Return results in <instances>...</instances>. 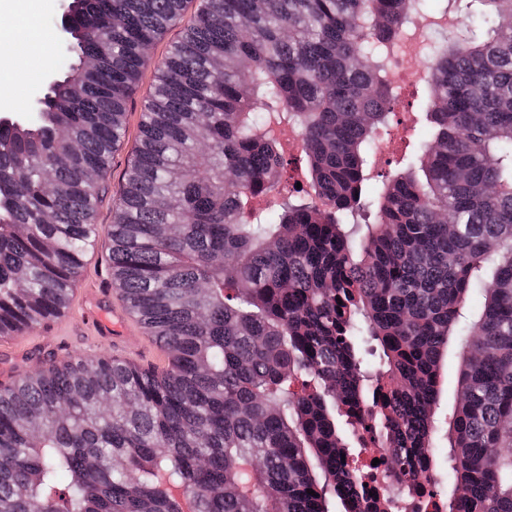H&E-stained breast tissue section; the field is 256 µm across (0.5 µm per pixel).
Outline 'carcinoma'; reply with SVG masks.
I'll return each instance as SVG.
<instances>
[{
    "mask_svg": "<svg viewBox=\"0 0 512 512\" xmlns=\"http://www.w3.org/2000/svg\"><path fill=\"white\" fill-rule=\"evenodd\" d=\"M186 2L71 0L57 83L0 128V334L66 306L130 93ZM448 13L417 159L376 179L390 46ZM115 209L112 283L168 365L49 355L1 385L0 512H397L341 460L368 447L410 492L438 476L448 512H512V0H203ZM461 351V345L460 343H454L452 342L448 348V362L446 367V373L448 376V388H449V397L448 395L441 398L438 408H437V418L440 420H444L445 417L448 418V412L451 411L453 405H454V399L451 396V387H452V381L454 377L455 367L457 363V358L459 356V353Z\"/></svg>",
    "mask_w": 512,
    "mask_h": 512,
    "instance_id": "cac0c4a2",
    "label": "carcinoma"
}]
</instances>
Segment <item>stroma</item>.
<instances>
[{"mask_svg": "<svg viewBox=\"0 0 512 512\" xmlns=\"http://www.w3.org/2000/svg\"><path fill=\"white\" fill-rule=\"evenodd\" d=\"M201 7V0H188L183 15L176 24L170 26L161 39L149 49V63L140 75L135 90L128 101L125 114L126 135L113 153L110 164L104 174L103 182L107 192L96 209L98 225V245L85 258L80 281L83 292L74 294L70 301V310L76 322L99 312L111 311L112 307H123L124 302L112 284L108 274L107 248L109 234L115 219L114 203L119 197L125 183L126 172L132 160L135 147L139 140V126L145 101L150 97L154 84L156 67L167 54L171 45L179 40L184 28L191 22ZM41 32L49 39V46L43 60L42 73L30 70L25 57H16L13 66V79L9 84L0 87V92L12 95L15 107H22L27 101L43 95L46 90L45 74L60 67L58 44L60 39L61 11L57 7H49L43 11L37 21ZM424 85L395 88V116L390 125V134L395 139V147L385 158L379 160L381 172H392L399 161L414 147L417 137L415 110L420 97L424 94ZM52 352L57 358L85 357L94 353L111 355L112 339L104 337L99 347H91L81 334L67 337L52 335L49 330L42 329L31 334L0 338V384L8 383L20 374L34 370L39 365L42 354Z\"/></svg>", "mask_w": 512, "mask_h": 512, "instance_id": "1", "label": "stroma"}]
</instances>
